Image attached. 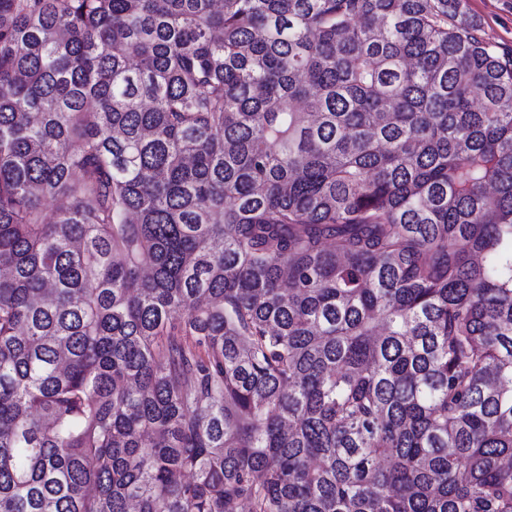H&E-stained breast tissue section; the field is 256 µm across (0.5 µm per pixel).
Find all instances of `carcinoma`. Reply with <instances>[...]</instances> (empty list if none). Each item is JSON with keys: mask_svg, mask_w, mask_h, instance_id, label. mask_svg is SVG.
<instances>
[{"mask_svg": "<svg viewBox=\"0 0 512 512\" xmlns=\"http://www.w3.org/2000/svg\"><path fill=\"white\" fill-rule=\"evenodd\" d=\"M245 505L512 512V55L461 0H0V512Z\"/></svg>", "mask_w": 512, "mask_h": 512, "instance_id": "obj_1", "label": "carcinoma"}]
</instances>
